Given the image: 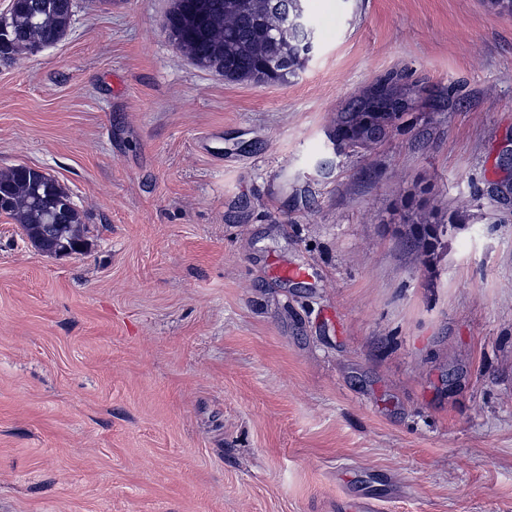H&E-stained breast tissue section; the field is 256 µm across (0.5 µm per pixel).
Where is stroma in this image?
Instances as JSON below:
<instances>
[{
  "label": "stroma",
  "mask_w": 512,
  "mask_h": 512,
  "mask_svg": "<svg viewBox=\"0 0 512 512\" xmlns=\"http://www.w3.org/2000/svg\"><path fill=\"white\" fill-rule=\"evenodd\" d=\"M170 3L77 0L0 61V170L55 176L87 242L0 213V512H512V13L305 0L313 52L255 84ZM383 85L386 137L332 142ZM410 228V236L419 235L426 243V248H432L437 244L445 232V224L431 222L425 218V222H413ZM417 224V225H415Z\"/></svg>",
  "instance_id": "stroma-1"
}]
</instances>
